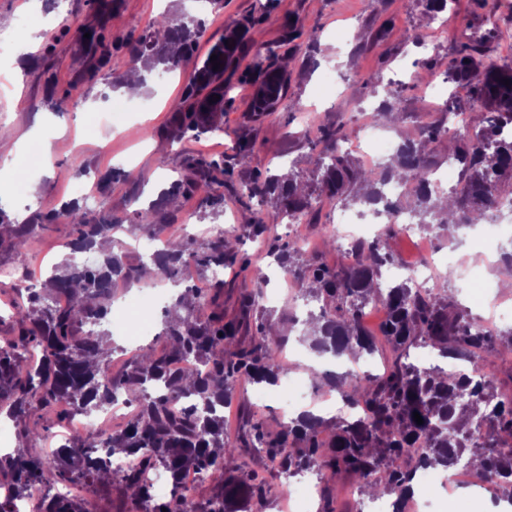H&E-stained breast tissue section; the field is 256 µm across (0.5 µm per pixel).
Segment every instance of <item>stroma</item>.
Segmentation results:
<instances>
[{
	"label": "stroma",
	"instance_id": "1",
	"mask_svg": "<svg viewBox=\"0 0 512 512\" xmlns=\"http://www.w3.org/2000/svg\"><path fill=\"white\" fill-rule=\"evenodd\" d=\"M193 8L192 0H70L68 11L57 14L46 0H0V40L11 38L23 19L33 22L28 37L39 40L31 52L22 42L10 52H0V208L11 222L58 210L65 201L76 199L77 187L84 184L94 199V209L117 219L115 238L127 242L134 212L152 201L155 183L167 184L182 175L185 156L232 158L237 137L244 136L255 144L253 161L250 168H234L233 182L266 169H286L310 182L314 179L313 152L304 130L313 121L344 125L352 137L350 150L359 153L367 120L360 103L367 96V85H389L400 91L399 121L386 131L394 139L419 125L426 87L447 90L446 61L468 37L494 28L493 50L512 62V0H452L455 19L438 35L426 16L425 0H224L222 6L205 13V33L197 42L196 54L205 56L237 20L264 14V22L251 33L253 46L277 43L288 57V91L278 111L252 119L254 89L241 84L234 91L233 108L224 114L223 130L198 139H172L168 131L173 107L191 76L186 68L149 79L140 100L141 111L129 113L123 120L111 119V112L124 99L113 89L108 69L99 67L97 55L78 39L76 27L103 30L112 44L113 58L118 59L164 10ZM290 23L303 30L302 38L285 41V27ZM310 32L318 39V50L312 55L305 40ZM19 58L26 66L16 79L12 69ZM331 70L336 73V84L327 87L321 78ZM127 164L132 166L138 186L115 179V171ZM199 209L198 196L178 199L166 227L170 240H178L185 231L203 239L215 234L214 224L196 219ZM253 219L267 224L271 235L286 237L287 225L274 207L256 204L245 209L235 192L225 189L223 232L237 239L251 270L245 274L224 270V309L230 315L237 313L240 293L255 286L254 271L267 277L264 300L255 314L277 324L282 335L289 337L284 352L288 378L304 380L297 404L311 405L316 387L309 380L308 367L314 357L294 336L315 300L298 297L293 278L285 276L247 236L244 226ZM433 235L441 256L461 260L464 265L448 284L449 296L461 305H470L469 278L495 287L512 276L504 265L488 267L481 258L483 250L498 253L512 241V225L469 228L463 246L453 253L448 250L446 231L437 229ZM73 236L71 224L64 221L36 229L29 239L36 263L29 267L20 265L8 246H0V336L11 335L15 326L8 302L17 289L33 281L43 282L52 266L65 257ZM156 292L161 298L151 314L149 335L134 329L119 337V344L133 343L144 351L165 346L159 323L173 292L161 278L118 289L112 317L122 318L121 302L127 296L146 297ZM254 391L249 384L238 387L225 409L229 437H236L255 414L272 426L282 422L285 409L280 399L259 404ZM79 492L99 512L143 509L142 502L130 499L116 482L86 484Z\"/></svg>",
	"mask_w": 512,
	"mask_h": 512
}]
</instances>
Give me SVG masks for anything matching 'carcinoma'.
Listing matches in <instances>:
<instances>
[{"label":"carcinoma","instance_id":"obj_1","mask_svg":"<svg viewBox=\"0 0 512 512\" xmlns=\"http://www.w3.org/2000/svg\"><path fill=\"white\" fill-rule=\"evenodd\" d=\"M263 15L239 20L208 55L199 59L195 47L204 30V19L189 12L160 16L128 51L122 62L112 63V43L93 29H78V37L99 50L100 66L109 68L112 87L124 84L125 75L142 68L150 75L170 74L191 68L192 76L175 106L170 135L180 139L221 130L216 117L233 107L232 86L225 77L236 72L239 56L251 49L248 34L261 24ZM90 37H84L85 33ZM494 33L461 43L448 63V78L474 86L475 101L484 111L475 126L478 131L448 127V113L412 134H404L395 153L379 167L357 165L346 153L349 132L344 126L316 124L305 131L318 173V195L349 205H378L395 215L408 209L418 223L445 230L448 220L428 188L434 168L435 145L446 140L448 156L457 160L464 174L462 190L446 198L453 223L474 226L493 215L496 194L512 193V65L485 51ZM217 55L213 69L211 55ZM279 46L258 48L250 67L237 81L254 86L252 116L260 119L277 111L288 88L285 68L278 64ZM511 84H504V80ZM220 96L214 101L212 97ZM399 92H389L373 110L378 122L398 110ZM254 144L239 140L235 164L247 166ZM189 176L171 183L156 202L136 212L131 232L146 230L162 234L168 207L183 193L200 196L203 213L214 218L224 214V191L231 164L222 157L189 155L184 160ZM407 178L416 180V195L405 201L391 199L385 186ZM239 199L269 202L282 218L309 215L311 194L295 176L271 171L257 173L236 190ZM59 218L72 223L75 237L67 243L69 253L42 286L18 289L14 306L17 331L0 342V415L13 422L26 440H45L51 429L32 428L27 419L36 412L51 411L60 420L71 415L93 416L118 394L136 404L137 411L124 426L94 437L72 429L61 445L18 448L0 452V512H15L14 500L28 496L39 486L52 488L82 482L110 483L114 479L135 500L150 499V472L161 468L172 481V501L154 512H236L230 504L248 500L264 503L283 473L326 471L356 483L364 494L389 496L401 502L411 494L413 476L421 467L446 469L463 460H480L479 469L491 475L512 478V391H499L496 360L512 359V329L492 336L470 313L448 299V281L454 271L440 276L429 290L421 291L403 281L382 282V269L394 262L381 238L360 242L355 261L336 271L306 257L295 242H283L266 233V225H244L253 238L267 248L268 256L293 277L300 289L322 302L314 338L303 342L315 352L360 358L379 352V342L390 356L381 374L338 377L311 371L312 377L335 390L348 405L363 403V419L337 418L325 434L324 421L303 414L278 427L261 418H251L233 441L224 434V408L232 402L239 384H275L284 372L286 338H273L262 320L247 322L256 304V294L243 291L240 315L224 313V281L203 294L192 286L188 273L214 266L244 272L249 261L235 242L222 234L201 242L194 237L168 244L148 261L129 262L124 246L114 240L115 221L90 208L63 205L51 214L37 215L24 224L4 223L0 212V245L6 243L19 262L29 261L27 242L36 228L34 221L51 224ZM152 266L154 275L182 287L165 311L162 336L167 346L131 362L122 374L112 376L109 363L118 347L102 348L109 336L104 324L112 313V285L116 281H141V272ZM67 294L72 305L54 303ZM375 302L389 307L380 336L363 325V309ZM255 328L254 336L241 333ZM421 344L442 358L450 355L468 364L464 373L448 374L438 367L420 368L410 362L409 350ZM419 413L423 424L414 420ZM256 448L275 466L258 473L250 469L247 456ZM422 453L413 455L412 449ZM470 456H465V453ZM138 455L139 467L121 471L112 460ZM189 470L203 474L221 472L218 492L199 502L182 488L180 478ZM39 512H85L74 497L47 494Z\"/></svg>","mask_w":512,"mask_h":512}]
</instances>
